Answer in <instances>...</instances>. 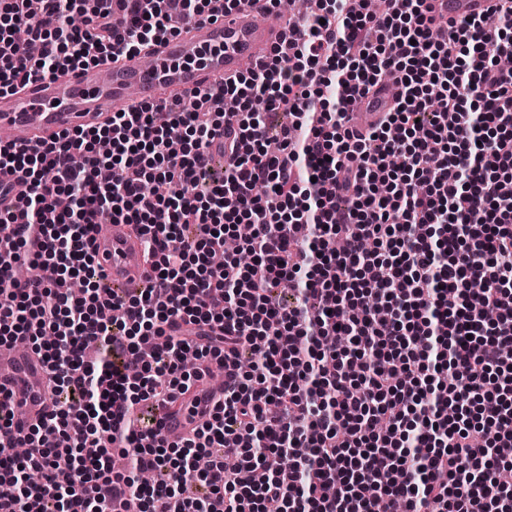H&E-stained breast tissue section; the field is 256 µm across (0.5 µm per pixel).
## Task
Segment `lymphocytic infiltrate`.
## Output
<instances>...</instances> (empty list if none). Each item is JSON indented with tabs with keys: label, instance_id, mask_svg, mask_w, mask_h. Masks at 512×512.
Wrapping results in <instances>:
<instances>
[{
	"label": "lymphocytic infiltrate",
	"instance_id": "f902f5d3",
	"mask_svg": "<svg viewBox=\"0 0 512 512\" xmlns=\"http://www.w3.org/2000/svg\"><path fill=\"white\" fill-rule=\"evenodd\" d=\"M212 3L92 0L81 29L78 0H0V94L166 39ZM428 12L317 0L290 24V53L194 92L207 110L144 103L49 143L0 144V174L28 185L20 218L0 211L13 248L0 345L27 337L50 399L22 437L0 402V477L15 488L0 512H113L122 498L138 512H512L496 477L512 467V70L498 64L512 0L442 29ZM385 80L392 108L357 131L356 100ZM231 122L217 179L206 149ZM150 180L169 195H146ZM112 223L139 229L154 273L128 298L106 295L86 249ZM240 224L253 227L246 263L223 251ZM190 353L221 363L224 388L170 450L159 412L199 380ZM188 472L205 496L186 494Z\"/></svg>",
	"mask_w": 512,
	"mask_h": 512
}]
</instances>
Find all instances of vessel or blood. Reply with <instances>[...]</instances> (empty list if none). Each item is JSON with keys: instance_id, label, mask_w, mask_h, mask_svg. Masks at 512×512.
Listing matches in <instances>:
<instances>
[{"instance_id": "vessel-or-blood-1", "label": "vessel or blood", "mask_w": 512, "mask_h": 512, "mask_svg": "<svg viewBox=\"0 0 512 512\" xmlns=\"http://www.w3.org/2000/svg\"><path fill=\"white\" fill-rule=\"evenodd\" d=\"M495 0H430L431 14L446 22L486 14ZM285 26L280 15L267 12L262 0H245L228 15L186 25L162 43L117 53L99 66L66 69L0 95V132L13 142L35 144L75 127H99L113 113L145 101L186 96L198 87H213L256 70L267 51L285 47ZM392 103L389 88H374L359 102L360 126L375 122ZM90 250L108 287L119 295L135 294L148 283L150 267L141 239L128 225H110L95 236ZM15 392L26 412L21 428L37 422L45 406L27 355L0 347V387ZM209 392L196 388L193 397H180L162 412V435L174 445L204 420L195 404H206Z\"/></svg>"}]
</instances>
